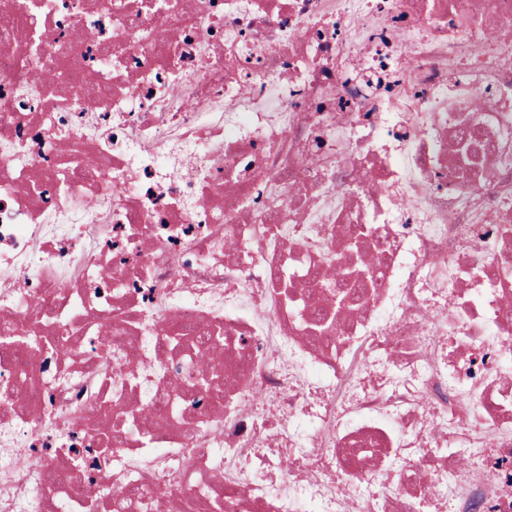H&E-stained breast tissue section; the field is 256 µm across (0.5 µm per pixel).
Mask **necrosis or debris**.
<instances>
[{
  "instance_id": "1",
  "label": "necrosis or debris",
  "mask_w": 512,
  "mask_h": 512,
  "mask_svg": "<svg viewBox=\"0 0 512 512\" xmlns=\"http://www.w3.org/2000/svg\"><path fill=\"white\" fill-rule=\"evenodd\" d=\"M491 30L512 0H0V512H512Z\"/></svg>"
}]
</instances>
